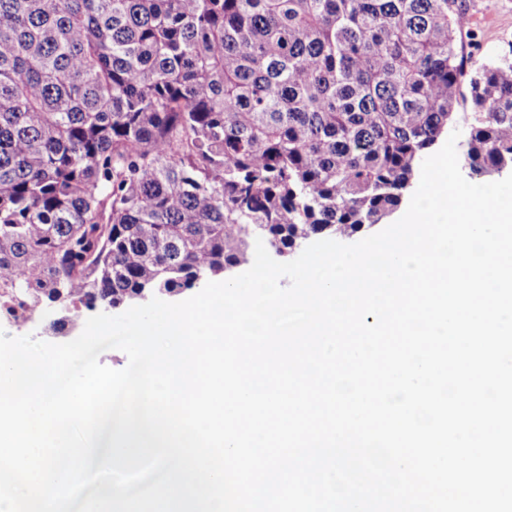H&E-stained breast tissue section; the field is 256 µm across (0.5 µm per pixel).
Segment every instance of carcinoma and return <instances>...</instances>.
Segmentation results:
<instances>
[{"label": "carcinoma", "instance_id": "1", "mask_svg": "<svg viewBox=\"0 0 512 512\" xmlns=\"http://www.w3.org/2000/svg\"><path fill=\"white\" fill-rule=\"evenodd\" d=\"M466 0H0V316L179 296L398 209L457 109L512 171V54Z\"/></svg>", "mask_w": 512, "mask_h": 512}]
</instances>
